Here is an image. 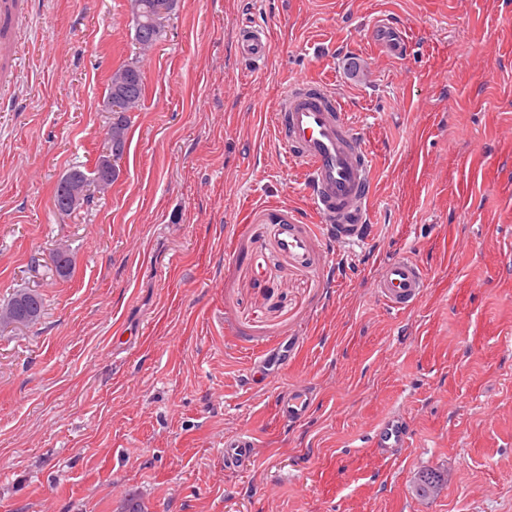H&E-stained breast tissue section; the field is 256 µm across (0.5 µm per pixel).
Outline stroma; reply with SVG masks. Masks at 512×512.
<instances>
[{
	"label": "stroma",
	"mask_w": 512,
	"mask_h": 512,
	"mask_svg": "<svg viewBox=\"0 0 512 512\" xmlns=\"http://www.w3.org/2000/svg\"><path fill=\"white\" fill-rule=\"evenodd\" d=\"M265 23L263 63L241 28ZM395 24L411 49L383 47ZM130 0H28L21 75L0 106V512H512V0H177L140 56ZM140 59L120 177L75 212L52 195L92 169L113 69ZM325 86L373 158L371 236L336 242L270 117ZM278 203L308 243L279 248ZM68 245L62 280L49 254ZM414 257L410 309L371 279ZM288 363L251 382L262 351ZM310 415L280 417L296 386ZM409 428L386 453L390 415ZM256 448L224 468V439ZM439 470L436 498L413 480ZM375 437L380 448H403L406 427L399 416L392 415L379 426Z\"/></svg>",
	"instance_id": "stroma-1"
}]
</instances>
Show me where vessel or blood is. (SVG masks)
Wrapping results in <instances>:
<instances>
[{
	"label": "vessel or blood",
	"instance_id": "b4317fda",
	"mask_svg": "<svg viewBox=\"0 0 512 512\" xmlns=\"http://www.w3.org/2000/svg\"><path fill=\"white\" fill-rule=\"evenodd\" d=\"M15 23L12 12L0 10V58L17 55L9 39ZM239 52L254 63L267 57L264 26L242 29ZM272 126L290 161L306 171L313 208L323 216L337 242L361 243L370 210L373 159L348 123L341 103L322 85L301 79L281 99ZM373 288L391 309L400 312L423 295L426 277L415 260L402 257L381 266ZM313 403L308 385L302 384L281 398L278 408L282 417L296 422L310 413ZM405 439L406 427L396 415L376 431L377 443L383 448L403 447ZM254 446V438L247 432L225 439V468L240 467L252 456Z\"/></svg>",
	"mask_w": 512,
	"mask_h": 512
}]
</instances>
